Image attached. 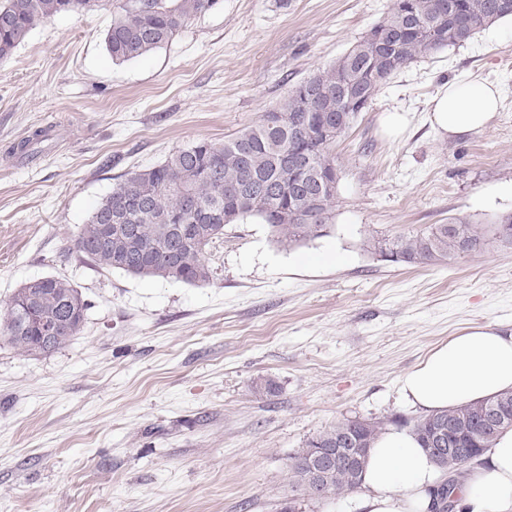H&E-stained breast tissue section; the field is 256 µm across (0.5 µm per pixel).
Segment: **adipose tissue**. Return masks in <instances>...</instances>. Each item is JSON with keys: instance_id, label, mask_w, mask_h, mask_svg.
<instances>
[{"instance_id": "1", "label": "adipose tissue", "mask_w": 512, "mask_h": 512, "mask_svg": "<svg viewBox=\"0 0 512 512\" xmlns=\"http://www.w3.org/2000/svg\"><path fill=\"white\" fill-rule=\"evenodd\" d=\"M499 102L493 84L456 79L438 89L428 119L438 131L469 133L494 118ZM399 390L408 404L429 415L512 390V333L490 324L462 329L404 373ZM440 480L415 433L388 428L365 458L351 512H430ZM457 506L461 512H512V430L502 432L469 468Z\"/></svg>"}]
</instances>
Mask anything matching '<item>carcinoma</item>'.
<instances>
[{"label": "carcinoma", "instance_id": "1", "mask_svg": "<svg viewBox=\"0 0 512 512\" xmlns=\"http://www.w3.org/2000/svg\"><path fill=\"white\" fill-rule=\"evenodd\" d=\"M218 0H0V60L9 58L39 24L64 13L115 9L104 35L114 63L146 56L168 43L192 16ZM512 15V0H397L386 16L335 62L318 68L273 108L280 123L269 126L265 116L217 145L199 141L177 150L163 163L131 172L118 181L96 206L68 247L69 253L106 270L190 284L206 283L211 269L207 249L224 238V229L247 218L267 224L277 242L294 246L327 233L338 203L337 187L321 189L323 177L336 166L332 148L352 127L396 71L431 51L467 41L478 30ZM394 45L381 58L374 40ZM338 114L339 122L319 138L295 139L289 128L301 125L315 107ZM307 152L311 161L298 174L284 168L289 152ZM236 189L227 200L224 189ZM498 244L512 245V214L490 225L470 224L451 217L422 233L377 240L373 250L385 261L429 265ZM36 299L27 287L9 301L3 333L28 355L54 352L77 336L88 303L68 280L45 277L35 285ZM59 322L57 333L42 341L27 313ZM507 402L512 391L477 403L450 408L417 420L412 429L430 448L434 429L454 422L470 427L487 408ZM386 423L345 420L336 423L298 449L288 464L289 484L320 498L359 487L341 469L329 484L315 487L310 479V448H334L336 439L352 434L360 448H370ZM512 428L508 421L483 433H464L440 469L446 475L433 512H453L463 467L477 448L492 446L498 434Z\"/></svg>", "mask_w": 512, "mask_h": 512}]
</instances>
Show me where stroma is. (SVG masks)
Returning a JSON list of instances; mask_svg holds the SVG:
<instances>
[{
	"instance_id": "obj_1",
	"label": "stroma",
	"mask_w": 512,
	"mask_h": 512,
	"mask_svg": "<svg viewBox=\"0 0 512 512\" xmlns=\"http://www.w3.org/2000/svg\"><path fill=\"white\" fill-rule=\"evenodd\" d=\"M390 3L218 0L121 64L103 42L111 11L61 14L0 61V319L43 277L90 304L54 352L0 335V512H347L349 494L293 492L290 456L347 419L421 418L403 373L461 329L512 330V246L421 266L369 247L512 214V29L498 22L381 86L336 144L327 235L286 248L261 220L229 225L203 284L63 253L122 175L223 143ZM458 77L498 84L501 103L486 127L449 136L427 103ZM391 112L406 118L396 136Z\"/></svg>"
}]
</instances>
